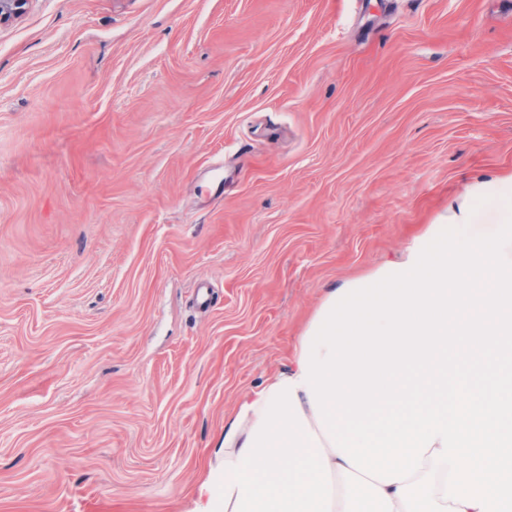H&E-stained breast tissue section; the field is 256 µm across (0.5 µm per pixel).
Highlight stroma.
<instances>
[{
    "instance_id": "35a3bbf8",
    "label": "stroma",
    "mask_w": 512,
    "mask_h": 512,
    "mask_svg": "<svg viewBox=\"0 0 512 512\" xmlns=\"http://www.w3.org/2000/svg\"><path fill=\"white\" fill-rule=\"evenodd\" d=\"M509 175L512 0H30L0 24V512H193L326 290Z\"/></svg>"
}]
</instances>
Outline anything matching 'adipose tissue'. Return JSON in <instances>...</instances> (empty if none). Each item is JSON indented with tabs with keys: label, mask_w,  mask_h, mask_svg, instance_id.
I'll return each mask as SVG.
<instances>
[{
	"label": "adipose tissue",
	"mask_w": 512,
	"mask_h": 512,
	"mask_svg": "<svg viewBox=\"0 0 512 512\" xmlns=\"http://www.w3.org/2000/svg\"><path fill=\"white\" fill-rule=\"evenodd\" d=\"M223 450L199 512H512V176L329 290Z\"/></svg>",
	"instance_id": "obj_1"
}]
</instances>
